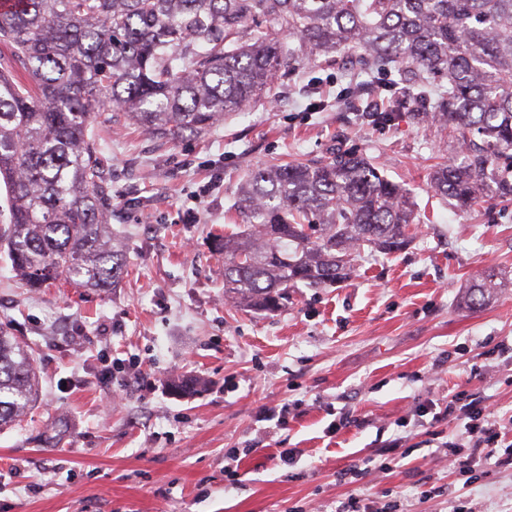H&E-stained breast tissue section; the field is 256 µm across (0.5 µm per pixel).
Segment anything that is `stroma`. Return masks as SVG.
<instances>
[{
    "label": "stroma",
    "instance_id": "obj_1",
    "mask_svg": "<svg viewBox=\"0 0 512 512\" xmlns=\"http://www.w3.org/2000/svg\"><path fill=\"white\" fill-rule=\"evenodd\" d=\"M387 98L395 118L374 124L368 112ZM416 109L381 74L300 66L205 133L101 131L127 263L118 287H19L0 247V327L35 349L41 379L23 421L0 429V512H334L352 494L403 512H512V466L478 457L464 482L445 456L454 422L424 427L462 392L512 444V195L465 211L435 197L429 175L458 140L413 125ZM339 151L365 153L409 189V244L361 250L344 281L295 289L279 313L234 307L211 241L236 224L241 181ZM488 270L505 288L465 308L463 286ZM175 375L207 385L178 397ZM283 407L280 428L269 415ZM353 465L352 483L341 474Z\"/></svg>",
    "mask_w": 512,
    "mask_h": 512
}]
</instances>
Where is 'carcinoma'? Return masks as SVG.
I'll use <instances>...</instances> for the list:
<instances>
[{
	"label": "carcinoma",
	"mask_w": 512,
	"mask_h": 512,
	"mask_svg": "<svg viewBox=\"0 0 512 512\" xmlns=\"http://www.w3.org/2000/svg\"><path fill=\"white\" fill-rule=\"evenodd\" d=\"M0 244L31 288H113L127 273L102 192L103 126L161 140L202 133L271 94L295 65L344 59L426 94L413 113L460 134L458 159L432 191L466 208L509 187L491 157L512 150V0H19L0 12ZM216 235L224 296L254 313L288 307L290 290L344 280L362 247L403 249L412 197L362 154L259 168ZM485 272L463 292L497 295ZM34 357L0 330V428L35 402ZM203 381L173 378L174 393Z\"/></svg>",
	"instance_id": "obj_1"
}]
</instances>
